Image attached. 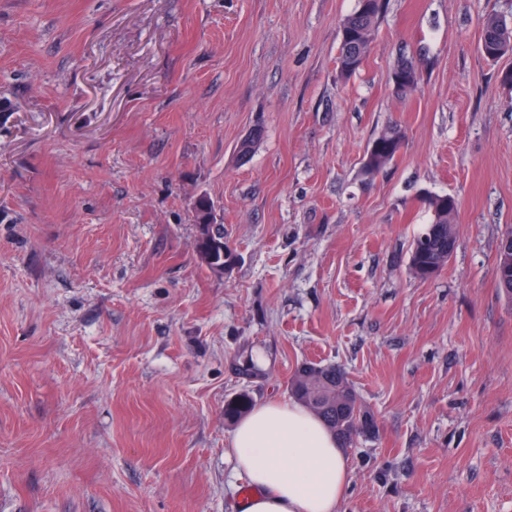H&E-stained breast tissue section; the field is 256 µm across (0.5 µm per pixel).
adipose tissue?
<instances>
[{"instance_id": "1", "label": "adipose tissue", "mask_w": 512, "mask_h": 512, "mask_svg": "<svg viewBox=\"0 0 512 512\" xmlns=\"http://www.w3.org/2000/svg\"><path fill=\"white\" fill-rule=\"evenodd\" d=\"M229 446L254 489L243 512H339L348 479L343 451L300 404L255 406Z\"/></svg>"}]
</instances>
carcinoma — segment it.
I'll return each mask as SVG.
<instances>
[{
  "label": "carcinoma",
  "mask_w": 512,
  "mask_h": 512,
  "mask_svg": "<svg viewBox=\"0 0 512 512\" xmlns=\"http://www.w3.org/2000/svg\"><path fill=\"white\" fill-rule=\"evenodd\" d=\"M358 0L355 10L347 16L340 28L341 43L338 56L340 76L348 78L363 67L369 56L375 37V26L382 12V0H373L363 5ZM481 51L490 61H497L512 53V24L496 16H489L483 24ZM419 68L413 59H403L394 69L392 81L399 94L412 92L420 83L421 77H412L408 82H400V77ZM404 132L395 124L373 140L376 149L366 152L367 161L363 169L368 175L382 172L395 158L396 146L402 145ZM420 203L430 216L429 223L414 238L409 265L413 273L427 280L441 272L448 263V238H457V216L459 204L451 194L426 193ZM210 241L216 244L215 261L205 263L210 272L224 262V228L213 225ZM496 284H501V276L512 275V253L497 250ZM292 397L319 418L336 437L339 447L350 448L361 439L371 438L378 433L374 414L362 403L347 373L331 363L304 362L288 382ZM251 405V397L240 393L224 406V419L236 420L244 415Z\"/></svg>",
  "instance_id": "1"
}]
</instances>
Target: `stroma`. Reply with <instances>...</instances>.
<instances>
[{
    "mask_svg": "<svg viewBox=\"0 0 512 512\" xmlns=\"http://www.w3.org/2000/svg\"><path fill=\"white\" fill-rule=\"evenodd\" d=\"M356 4L0 0V512H242L224 406L290 401L305 361L344 367L378 423L339 512H512V54L479 50L512 0H386L343 79ZM426 193L459 217L422 280ZM357 2V7L344 19L340 28L341 43L337 59L339 74L344 78L363 67L373 48L375 26L382 12V0H373L371 6L369 3L363 5L364 0ZM416 69L419 70V75L417 77L414 76L415 75L414 71ZM410 73L413 74V77L409 82H404V83L399 82L401 75L410 74ZM421 77H422V70H421V67L419 66V64L413 59L405 58V59H401V61L398 62L396 68L394 69L392 81H393V85H394V88L397 91V93L406 95V94L412 92L418 86V84L421 81ZM404 136L402 128L395 123L387 132L375 138L365 155V159L368 158L363 163L365 173L374 176L382 172L395 158V145L401 147ZM374 144L377 146L376 149L370 151ZM512 228H510L508 231H506L501 239H500V242H499V245H498V250H497V258H496V267H495V273H496V284H497V288L499 290L500 293H502L508 300L512 301V279H511V275H512ZM510 237L511 238V252L509 253H505L504 251L500 250V244H502V241L504 238H508ZM506 269H507V274H506ZM502 275H507L508 277L510 276V282H508V280L505 278L504 279V287L505 288H510V292H507L505 291L503 288H501V276Z\"/></svg>",
    "mask_w": 512,
    "mask_h": 512,
    "instance_id": "obj_1",
    "label": "stroma"
}]
</instances>
